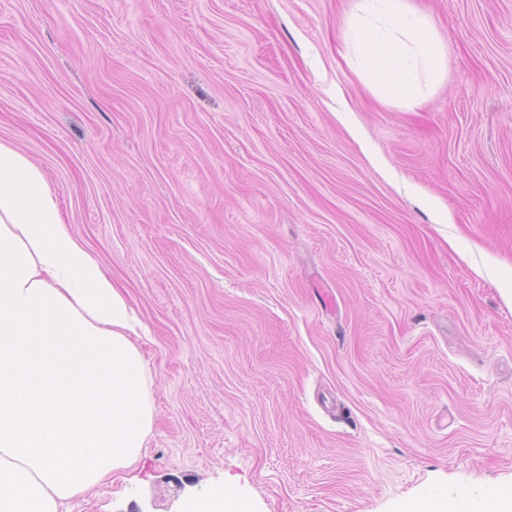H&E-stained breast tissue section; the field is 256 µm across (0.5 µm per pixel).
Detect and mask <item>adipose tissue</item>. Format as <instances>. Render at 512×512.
Here are the masks:
<instances>
[{"label":"adipose tissue","mask_w":512,"mask_h":512,"mask_svg":"<svg viewBox=\"0 0 512 512\" xmlns=\"http://www.w3.org/2000/svg\"><path fill=\"white\" fill-rule=\"evenodd\" d=\"M346 34L368 85L411 106L447 47L412 0H356ZM128 300L63 224L43 172L0 143V512H68L136 463L153 430ZM414 512H512V494Z\"/></svg>","instance_id":"ef3b65f1"}]
</instances>
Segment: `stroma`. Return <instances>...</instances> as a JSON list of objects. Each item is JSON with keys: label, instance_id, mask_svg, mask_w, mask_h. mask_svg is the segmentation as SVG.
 I'll use <instances>...</instances> for the list:
<instances>
[{"label": "stroma", "instance_id": "obj_1", "mask_svg": "<svg viewBox=\"0 0 512 512\" xmlns=\"http://www.w3.org/2000/svg\"><path fill=\"white\" fill-rule=\"evenodd\" d=\"M384 103L354 0H0V142L123 288L139 461L73 512H403L512 487V0ZM185 512H250L249 505L223 484L213 485L209 490L192 500Z\"/></svg>", "mask_w": 512, "mask_h": 512}]
</instances>
